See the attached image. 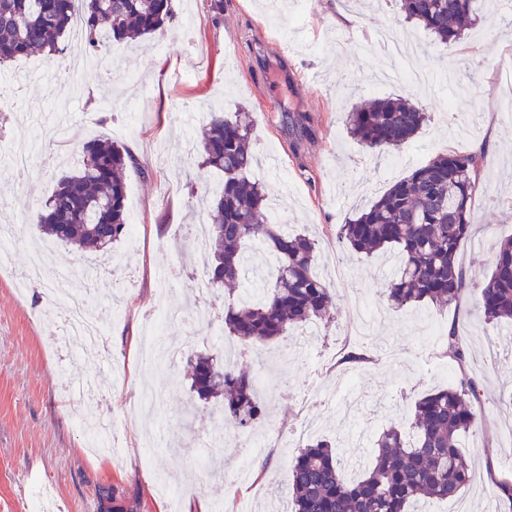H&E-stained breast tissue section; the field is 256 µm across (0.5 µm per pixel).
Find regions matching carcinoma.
<instances>
[{"mask_svg": "<svg viewBox=\"0 0 512 512\" xmlns=\"http://www.w3.org/2000/svg\"><path fill=\"white\" fill-rule=\"evenodd\" d=\"M173 0H0V64L40 52L56 56L65 69L58 39L80 25L85 47L163 31L172 21ZM401 13L442 42H455L478 18V0H399ZM427 113L409 97L376 99L346 114L350 134L382 152L411 141ZM255 119L239 112L227 119L211 113L201 134L202 166L223 174L221 193L207 201V281L228 290L241 278L247 247L268 245L276 254L271 287L256 304L228 305L224 329L265 346L291 327L324 323L336 309L333 288L314 273L318 241L288 234L266 222V194L249 176ZM136 159L107 139L83 144L73 171L56 182L31 218V228L80 250L106 254L128 231L125 207L128 166ZM485 152L451 151L429 160L393 183L379 198L339 226L337 238L365 255L391 250L399 265L386 288L396 309L460 303L467 276L456 260L472 232L471 210L483 189ZM478 308L489 322H512V237L500 242ZM444 354L459 368L456 385L417 401L411 432L395 426L374 441L375 456L361 477L349 480L350 460L327 440L299 448L286 474L291 512H410L417 501L456 499L472 480L461 438L477 431L481 418L470 405L475 382L465 370L466 349L455 326L442 337ZM191 389L204 400L219 399L224 422L246 434L265 416L257 378L246 365L222 364L207 354L187 361ZM494 501L512 507V481H493Z\"/></svg>", "mask_w": 512, "mask_h": 512, "instance_id": "obj_1", "label": "carcinoma"}]
</instances>
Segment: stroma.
I'll list each match as a JSON object with an SVG mask.
<instances>
[{"label": "stroma", "mask_w": 512, "mask_h": 512, "mask_svg": "<svg viewBox=\"0 0 512 512\" xmlns=\"http://www.w3.org/2000/svg\"><path fill=\"white\" fill-rule=\"evenodd\" d=\"M176 20L163 34L108 48L112 64H89L80 43L69 52L73 77L59 73L47 55L0 68V82L18 85L0 109V137L28 142L36 125H66L67 145L43 143L39 161L10 175L0 156V226L14 230L12 273H0V512H29L44 491L61 512H188L194 495L210 512H280L288 492L283 478L297 446L316 438L339 441L350 425L375 437L387 425L410 430L415 402L447 387L455 365L430 337L432 324H456L467 348V371L479 388L474 405L482 426L463 439L473 481L462 500L466 512H486L493 480L512 479V446L499 428L512 409V326L485 321L477 285L489 273L498 243L512 236V116L499 106L512 77V14L498 0H479L481 17L463 40L442 43L405 20L397 0H359L352 22L338 28L340 0H281L282 18L270 30L263 0H224L214 18L210 0H173ZM392 28L410 48L413 66L433 82L415 100L428 120L409 143L369 152L347 131L345 114L360 100L406 94L390 82L373 90L367 78L381 60L376 33ZM322 76L311 86L307 74ZM256 118L253 179L278 204L276 225L288 233L316 232V273L335 270L336 310L331 322L303 348L295 332L248 352L245 364L259 379L268 406L254 429L256 448L249 484L234 475L241 463L239 435L223 426L221 408L190 389L183 365L141 367V334L157 311L168 318L167 339L181 344L192 331L189 314L208 298L216 315L195 330L197 353L220 355L233 337L218 339L229 302L223 289L202 288L190 225L206 223L200 202L222 177L201 172L199 132L209 112ZM104 136L124 145L139 170H128L126 208L141 226L139 238L112 247L97 262L98 277L126 276L128 289L106 296L84 289L87 311L120 314L106 323L107 358L86 342L49 349L48 324L62 314L44 291L18 292L16 274L29 262L35 240L31 212L51 195L82 143ZM485 144L486 189L476 198L472 235L457 259L475 281L459 305L408 310L388 307L382 295L396 266L391 254L356 255L336 238V227L394 182L434 157ZM364 346L369 358L354 371L352 410L337 388L347 371L344 349ZM288 358H280L284 348ZM336 403L319 404L320 391ZM108 417L116 457L91 451V436L76 420L87 409ZM221 430L224 445L204 448L203 435Z\"/></svg>", "instance_id": "35a3bbf8"}]
</instances>
